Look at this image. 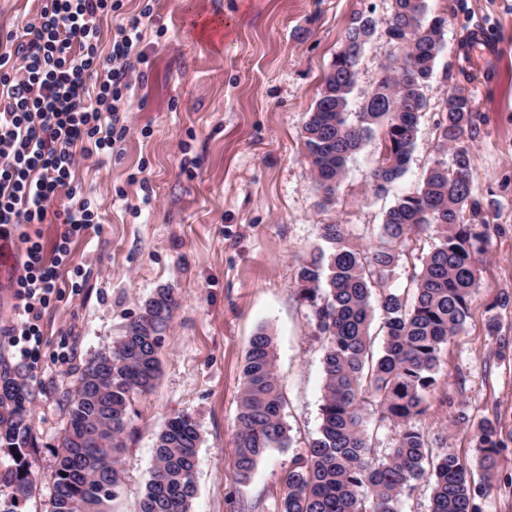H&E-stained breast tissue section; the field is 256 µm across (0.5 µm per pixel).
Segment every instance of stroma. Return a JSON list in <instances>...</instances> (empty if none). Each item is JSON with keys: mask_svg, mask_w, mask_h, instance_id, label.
Returning a JSON list of instances; mask_svg holds the SVG:
<instances>
[{"mask_svg": "<svg viewBox=\"0 0 512 512\" xmlns=\"http://www.w3.org/2000/svg\"><path fill=\"white\" fill-rule=\"evenodd\" d=\"M448 14L437 77L426 92L417 146L405 175L375 195L378 142L348 164L335 208L317 207L304 158L302 127L354 12L388 17L390 0H154L142 20L148 78L130 92L129 133L101 162L78 171L87 197L102 203L101 223L71 246V264L89 269L79 292L71 272L42 321L36 363L0 335V371L19 372L34 398L38 445L29 461L32 497L0 512H50L53 445L68 419L85 362L123 335L145 301L174 289L179 306L165 332L154 389L138 397L120 457L122 484L106 512H136L164 422L186 413L200 433L197 494L190 512H276L295 451L316 437L323 379L322 341L311 307L295 287L301 260L321 243L324 224L345 225L352 241L374 247L386 212L416 189L436 158L437 103L455 90L474 104L467 145L475 193L490 226L478 288L462 331L440 354L441 381L419 422L433 453L453 451L480 475L474 422L496 421L505 449L482 512H512V359H500L485 323L497 315L512 337V0H427ZM493 46L471 55L475 38ZM394 51L378 26L358 66L352 108L378 80ZM433 230L400 245L388 285L411 294L418 258ZM23 262L19 241L0 244V312L14 302ZM275 336L284 420L292 446L269 451L252 478L235 475V422L241 369L260 327ZM466 413L471 423L450 429Z\"/></svg>", "mask_w": 512, "mask_h": 512, "instance_id": "obj_1", "label": "stroma"}]
</instances>
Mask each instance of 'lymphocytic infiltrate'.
<instances>
[{"label": "lymphocytic infiltrate", "mask_w": 512, "mask_h": 512, "mask_svg": "<svg viewBox=\"0 0 512 512\" xmlns=\"http://www.w3.org/2000/svg\"><path fill=\"white\" fill-rule=\"evenodd\" d=\"M123 0H43L24 39L1 33L0 241L19 239L25 257L15 280L17 303L5 333L16 356L35 358L41 322L65 269L74 238L101 220V205L84 197L75 174L84 161L110 154L125 136L130 77L146 64L139 17L121 27L110 51L101 49L103 19ZM61 206L52 258L23 232Z\"/></svg>", "instance_id": "lymphocytic-infiltrate-1"}]
</instances>
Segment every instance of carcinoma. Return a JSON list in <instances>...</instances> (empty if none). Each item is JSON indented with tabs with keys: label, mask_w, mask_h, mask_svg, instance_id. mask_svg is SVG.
Masks as SVG:
<instances>
[{
	"label": "carcinoma",
	"mask_w": 512,
	"mask_h": 512,
	"mask_svg": "<svg viewBox=\"0 0 512 512\" xmlns=\"http://www.w3.org/2000/svg\"><path fill=\"white\" fill-rule=\"evenodd\" d=\"M385 23L396 52L359 112H350L357 66L379 23ZM448 18L428 16L426 0H392L390 16L353 14L343 48L327 72L322 92L303 126L307 163L318 206L336 204L347 166L370 140L379 154L372 172L375 193L400 179L415 149L424 89L434 80L445 45ZM438 157L422 184L391 207L381 227L383 242L363 249L349 241L342 224L321 225L320 248L302 259L297 289L310 303L323 340L324 380L318 436L293 455L283 478L277 512H402L401 501L421 481L432 487L431 512H480L476 498L492 486L502 449L497 425L483 419L475 429L483 483L475 485L452 451L432 455L416 422L439 384L443 346L461 331L469 314L478 263L487 251L488 224L474 192L473 105L452 91L439 102ZM453 150L452 163L442 155ZM423 226L437 242L421 257L412 298L387 287L399 265L393 248ZM177 296L158 289L128 324L112 349L89 359L71 395L67 425L54 445L58 459L51 512H104L121 484L118 461L124 450L133 397L148 392L160 371L159 354ZM383 316V353L374 356L375 311ZM498 317L486 322L499 339L497 354H512L500 337ZM236 418L237 480L248 481L271 449L291 447L284 422L282 384L275 369L274 337L265 327L251 337L242 370ZM32 393L9 370L0 372V450L11 464L0 469V493L17 504L33 491L28 457L36 447L28 405ZM375 429L394 427L391 447L379 455L367 429L369 407ZM200 434L189 414L170 418L156 437L155 458L138 512H189L196 493Z\"/></svg>",
	"instance_id": "obj_1"
}]
</instances>
